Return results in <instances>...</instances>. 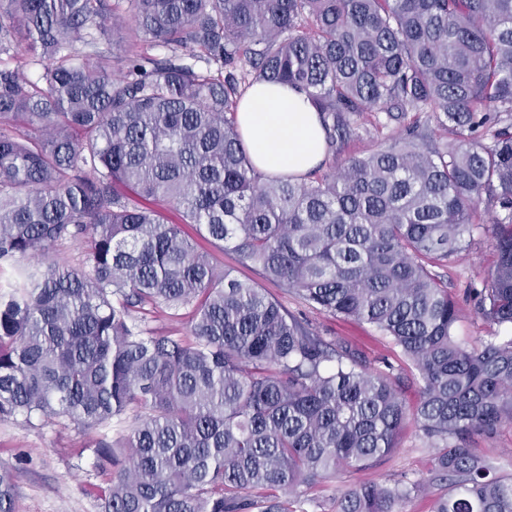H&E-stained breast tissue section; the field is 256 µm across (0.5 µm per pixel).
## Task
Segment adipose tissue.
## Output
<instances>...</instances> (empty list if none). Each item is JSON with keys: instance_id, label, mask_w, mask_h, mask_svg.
Masks as SVG:
<instances>
[{"instance_id": "adipose-tissue-1", "label": "adipose tissue", "mask_w": 512, "mask_h": 512, "mask_svg": "<svg viewBox=\"0 0 512 512\" xmlns=\"http://www.w3.org/2000/svg\"><path fill=\"white\" fill-rule=\"evenodd\" d=\"M240 131L256 168L306 176L326 157L319 114L305 94L280 85L255 86L238 114Z\"/></svg>"}]
</instances>
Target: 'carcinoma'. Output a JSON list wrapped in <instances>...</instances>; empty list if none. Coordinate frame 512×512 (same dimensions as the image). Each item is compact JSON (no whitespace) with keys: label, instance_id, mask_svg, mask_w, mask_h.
I'll return each mask as SVG.
<instances>
[{"label":"carcinoma","instance_id":"1","mask_svg":"<svg viewBox=\"0 0 512 512\" xmlns=\"http://www.w3.org/2000/svg\"><path fill=\"white\" fill-rule=\"evenodd\" d=\"M128 3L124 29L111 0H0V56L26 41L0 66V267L38 260L0 292V420L101 430L99 512H292L275 492L381 460L409 422L454 484L433 512H512V477L470 442L512 428V0ZM146 39L171 57L123 48ZM257 83L304 92L333 155L365 112L419 118L331 173L267 176L237 120ZM492 211L476 314L499 331L469 345L432 268ZM185 224L310 308L374 325L417 372L416 405L217 271ZM66 241L81 265L52 258ZM182 308L187 335L146 327ZM15 482L1 466L0 512ZM422 491L367 483L338 512Z\"/></svg>","mask_w":512,"mask_h":512}]
</instances>
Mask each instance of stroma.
I'll list each match as a JSON object with an SVG mask.
<instances>
[{
  "mask_svg": "<svg viewBox=\"0 0 512 512\" xmlns=\"http://www.w3.org/2000/svg\"><path fill=\"white\" fill-rule=\"evenodd\" d=\"M186 235L194 237L199 249L208 252L217 269H233L237 278L264 288L292 314L308 318L322 336L348 344L369 368L389 362L400 379L402 396L407 405L418 401V387L408 363L389 338L374 326L317 312L300 297L268 281L255 266H241L231 248H224L198 238L193 226H185ZM496 260L491 239L475 232L474 243L458 254L440 275L459 308L454 326L456 338L472 343L489 334L490 328L475 313L476 292L482 289ZM95 429L85 430L65 419L29 427L21 422L0 421V464L20 465L16 481L17 512H98L90 485H103L92 461L81 449L98 438ZM434 450L414 425L404 429L394 453L361 468H347L335 479L314 487L302 486L291 496L293 507L300 512H336L334 497L341 491L365 483L422 482L424 492L402 502L399 512H432L436 499L449 493L448 480L435 471Z\"/></svg>",
  "mask_w": 512,
  "mask_h": 512,
  "instance_id": "stroma-1",
  "label": "stroma"
}]
</instances>
